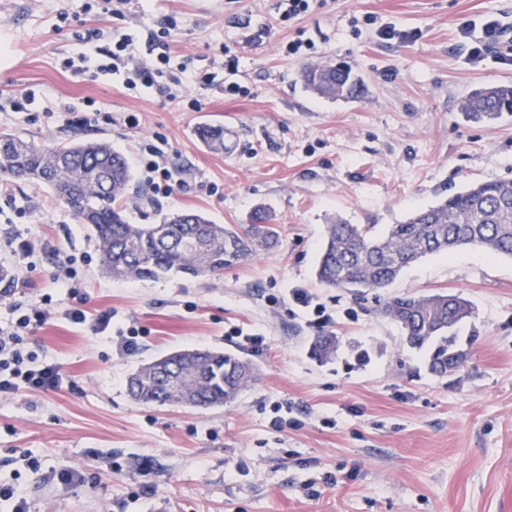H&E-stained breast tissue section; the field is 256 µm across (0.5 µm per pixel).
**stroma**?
I'll return each mask as SVG.
<instances>
[{
    "label": "stroma",
    "instance_id": "obj_1",
    "mask_svg": "<svg viewBox=\"0 0 512 512\" xmlns=\"http://www.w3.org/2000/svg\"><path fill=\"white\" fill-rule=\"evenodd\" d=\"M367 13L418 36L352 28ZM169 17L174 53L199 69L236 58L242 94L190 85L163 102L64 67L80 50L74 31L136 38ZM489 17L512 31V0H322L290 24L276 0H130L122 16L101 0H0V132L44 146L104 139L131 163L139 148L161 147L174 190L134 176L133 223L199 210L243 224L263 205L281 228L277 248L217 276L118 280L101 273L94 236L49 189L0 191V263L15 271L0 285V324L44 308L23 346L64 377L54 391L0 393V484L29 512H512V259L462 247L422 258L388 287L470 301L459 328L467 361L443 379L379 314L378 293L315 275L331 220L380 233L473 182L512 181V115L475 124L460 111L473 90L512 82V65L495 56L471 62L459 34ZM296 40L313 42L315 59L288 54ZM312 61L350 64L361 97L307 90ZM29 89L65 113L7 108ZM92 111L94 127L77 125ZM227 123L231 150L211 149L200 129ZM67 259L75 294L59 275ZM298 290L326 321L294 300ZM73 309L85 323L67 319ZM105 314L109 327L93 332ZM324 332L339 345L320 362L310 344ZM181 349L234 353L258 378L217 408L133 401L128 375ZM65 471L76 479L62 481Z\"/></svg>",
    "mask_w": 512,
    "mask_h": 512
}]
</instances>
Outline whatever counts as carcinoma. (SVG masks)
I'll list each match as a JSON object with an SVG mask.
<instances>
[{"label":"carcinoma","mask_w":512,"mask_h":512,"mask_svg":"<svg viewBox=\"0 0 512 512\" xmlns=\"http://www.w3.org/2000/svg\"><path fill=\"white\" fill-rule=\"evenodd\" d=\"M302 81L326 98L353 99L360 93L347 64L307 66ZM460 111L475 121L512 115V83L474 90ZM20 182L47 187L90 229L99 245L101 271L112 278L218 275L280 242V227L263 207L252 212L247 224H215L198 211L173 213L159 224L130 223L121 201L129 198L132 174L125 157L103 140L45 148L1 132L0 184ZM464 246L512 257V181H476L389 225L381 235L371 225L328 224L316 277L329 288L378 291L419 259ZM380 313L402 329L409 347L425 351L430 374L444 378L448 369L464 364L456 332L472 314L464 297L392 296L380 304ZM337 342L331 333L316 336L312 356L330 360ZM256 378V368L233 353L187 349L137 368L127 387L134 400L145 404L211 408L234 400Z\"/></svg>","instance_id":"obj_1"}]
</instances>
